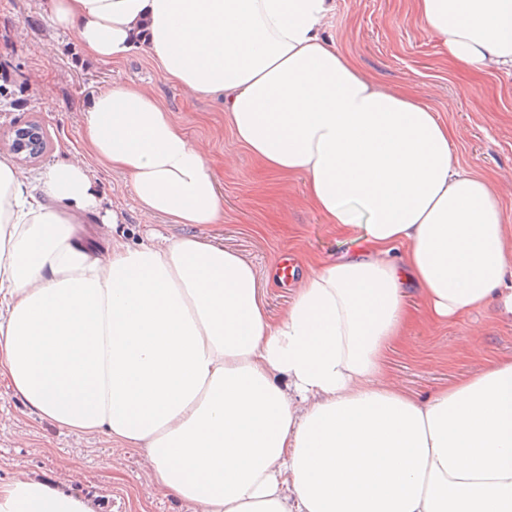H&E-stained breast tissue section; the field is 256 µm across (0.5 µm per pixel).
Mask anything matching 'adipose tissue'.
<instances>
[{
	"mask_svg": "<svg viewBox=\"0 0 512 512\" xmlns=\"http://www.w3.org/2000/svg\"><path fill=\"white\" fill-rule=\"evenodd\" d=\"M449 60L512 69V0H414ZM334 0H48L90 58L150 54L214 99L277 175L303 177L363 252L315 260L277 320L252 265L202 235L130 244L98 169L145 214L224 221L204 151L149 93L115 86L81 114L87 159L31 176L0 157V380L60 429L145 448L195 512H512V360L419 400L386 381L405 283L440 323L512 276L495 185L453 161L423 98L363 73L326 34ZM101 213L103 250L78 233ZM0 512H99L21 472Z\"/></svg>",
	"mask_w": 512,
	"mask_h": 512,
	"instance_id": "1",
	"label": "adipose tissue"
}]
</instances>
